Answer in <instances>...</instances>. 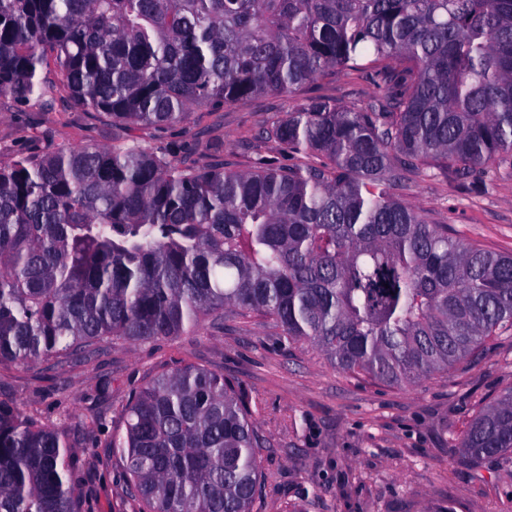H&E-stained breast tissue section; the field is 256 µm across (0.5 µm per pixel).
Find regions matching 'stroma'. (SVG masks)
Returning <instances> with one entry per match:
<instances>
[{
    "label": "stroma",
    "instance_id": "35a3bbf8",
    "mask_svg": "<svg viewBox=\"0 0 512 512\" xmlns=\"http://www.w3.org/2000/svg\"><path fill=\"white\" fill-rule=\"evenodd\" d=\"M357 79L321 80L288 96L264 94L193 110L187 122L131 134L197 166L229 170L284 165L286 151L262 131L314 95L366 99ZM111 121L68 97L47 105L0 99V156L52 143L108 145ZM395 195L432 224L512 252V171L469 179L438 168L407 174ZM195 365L224 376L248 407L260 439L261 489L253 512H512V459L472 463L457 443L470 420L512 387V334L413 386L347 374L308 344L286 341L255 315L205 321L179 336L101 344L92 358L0 362V401L55 429L76 448L82 512H139L112 437L125 430L130 394Z\"/></svg>",
    "mask_w": 512,
    "mask_h": 512
}]
</instances>
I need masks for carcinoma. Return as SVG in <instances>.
I'll return each mask as SVG.
<instances>
[{
    "mask_svg": "<svg viewBox=\"0 0 512 512\" xmlns=\"http://www.w3.org/2000/svg\"><path fill=\"white\" fill-rule=\"evenodd\" d=\"M325 76L373 92L268 128L286 168L199 167L128 134ZM58 94L112 143L0 160V362L255 313L347 373L418 385L512 331V254L391 192L512 167V0H0V98ZM259 445L224 376L192 365L136 391L112 439L141 512H252ZM458 447L512 455V388ZM73 470L58 432L0 402V512H80Z\"/></svg>",
    "mask_w": 512,
    "mask_h": 512,
    "instance_id": "cac0c4a2",
    "label": "carcinoma"
}]
</instances>
